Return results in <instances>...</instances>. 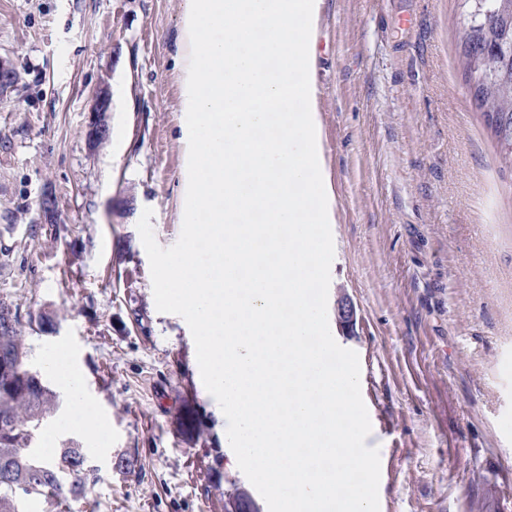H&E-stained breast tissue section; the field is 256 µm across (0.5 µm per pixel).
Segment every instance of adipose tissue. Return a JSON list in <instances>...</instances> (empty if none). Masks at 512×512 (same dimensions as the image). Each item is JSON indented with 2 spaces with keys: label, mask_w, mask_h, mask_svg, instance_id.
<instances>
[{
  "label": "adipose tissue",
  "mask_w": 512,
  "mask_h": 512,
  "mask_svg": "<svg viewBox=\"0 0 512 512\" xmlns=\"http://www.w3.org/2000/svg\"><path fill=\"white\" fill-rule=\"evenodd\" d=\"M50 368L58 383L74 397L71 409L63 421L64 427L87 431L91 438V453L100 452L107 424L94 405L84 398L80 374L71 367L67 355L61 351L52 357Z\"/></svg>",
  "instance_id": "1"
}]
</instances>
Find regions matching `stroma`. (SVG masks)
<instances>
[{
    "label": "stroma",
    "mask_w": 512,
    "mask_h": 512,
    "mask_svg": "<svg viewBox=\"0 0 512 512\" xmlns=\"http://www.w3.org/2000/svg\"><path fill=\"white\" fill-rule=\"evenodd\" d=\"M185 0H0V300L52 382L66 351L112 430L75 512H268L231 462L185 320L156 308L137 222L182 229L174 40ZM460 0H322L329 300L357 310L380 512H512V169L477 107ZM109 135L90 143L99 93ZM55 223L38 221L43 196ZM195 384L194 401L183 388ZM129 469L115 466L118 455Z\"/></svg>",
    "instance_id": "1"
}]
</instances>
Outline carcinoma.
I'll use <instances>...</instances> for the list:
<instances>
[{
	"mask_svg": "<svg viewBox=\"0 0 512 512\" xmlns=\"http://www.w3.org/2000/svg\"><path fill=\"white\" fill-rule=\"evenodd\" d=\"M466 21L462 56L473 97L482 110L499 151L512 169V0H480L483 17L474 24L475 0H463ZM14 327L0 324V512H20L19 504L42 496L59 512L87 502L94 469L88 453L69 442L44 456L34 443L57 410V395L27 366L19 312Z\"/></svg>",
	"mask_w": 512,
	"mask_h": 512,
	"instance_id": "obj_1",
	"label": "carcinoma"
}]
</instances>
